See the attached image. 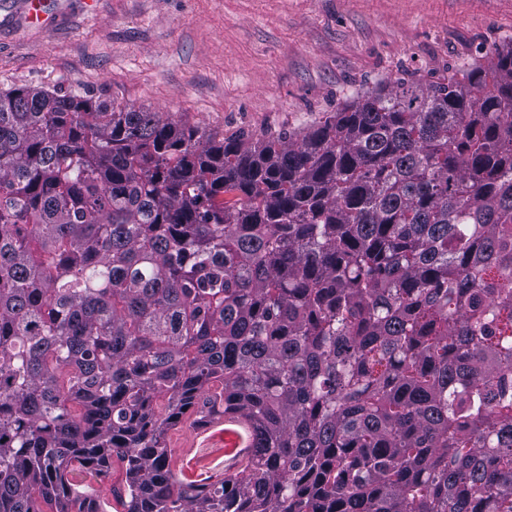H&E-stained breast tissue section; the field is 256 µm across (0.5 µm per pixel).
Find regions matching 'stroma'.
Listing matches in <instances>:
<instances>
[{
	"instance_id": "35a3bbf8",
	"label": "stroma",
	"mask_w": 512,
	"mask_h": 512,
	"mask_svg": "<svg viewBox=\"0 0 512 512\" xmlns=\"http://www.w3.org/2000/svg\"><path fill=\"white\" fill-rule=\"evenodd\" d=\"M0 0V89L64 86L220 136L300 131L358 91L512 46V0ZM224 441L171 458L224 478Z\"/></svg>"
}]
</instances>
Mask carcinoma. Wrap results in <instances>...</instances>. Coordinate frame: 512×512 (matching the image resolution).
Returning <instances> with one entry per match:
<instances>
[{
    "mask_svg": "<svg viewBox=\"0 0 512 512\" xmlns=\"http://www.w3.org/2000/svg\"><path fill=\"white\" fill-rule=\"evenodd\" d=\"M252 452L181 482L191 408ZM512 512V47L217 138L0 91V512ZM125 484V469L123 464L116 460L112 459V469L109 477L100 483L95 482L96 489L95 495L103 501L113 503L115 505L114 500H112V491L114 489L120 490L124 488Z\"/></svg>",
    "mask_w": 512,
    "mask_h": 512,
    "instance_id": "cac0c4a2",
    "label": "carcinoma"
}]
</instances>
